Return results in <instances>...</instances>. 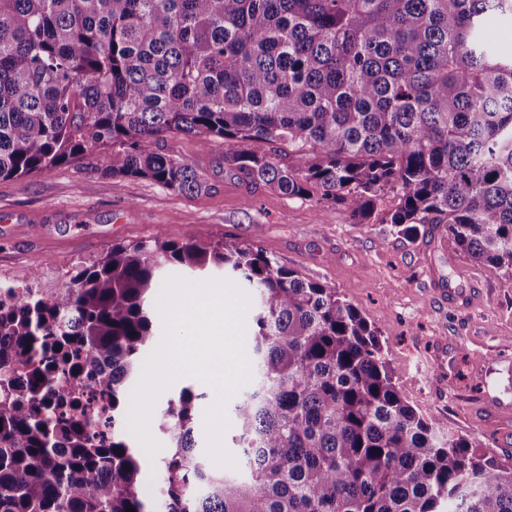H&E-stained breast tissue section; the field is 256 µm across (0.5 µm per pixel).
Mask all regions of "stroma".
Masks as SVG:
<instances>
[{
	"label": "stroma",
	"instance_id": "35a3bbf8",
	"mask_svg": "<svg viewBox=\"0 0 512 512\" xmlns=\"http://www.w3.org/2000/svg\"><path fill=\"white\" fill-rule=\"evenodd\" d=\"M161 147L209 189L184 194L147 179L106 175L108 151L26 183L0 179V281L20 271L57 288L78 262L112 245L161 236L258 244L303 278L336 289L375 326L407 401L512 464V279L471 261L444 225L399 235L385 193L369 223L335 204L255 186L224 164L223 144L168 135Z\"/></svg>",
	"mask_w": 512,
	"mask_h": 512
}]
</instances>
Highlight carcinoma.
Returning a JSON list of instances; mask_svg holds the SVG:
<instances>
[{
  "label": "carcinoma",
  "instance_id": "1",
  "mask_svg": "<svg viewBox=\"0 0 512 512\" xmlns=\"http://www.w3.org/2000/svg\"><path fill=\"white\" fill-rule=\"evenodd\" d=\"M490 15L512 17V0H0V178L104 147L112 176L198 194L206 180L160 148L182 133L357 224L396 190L399 234L443 224L512 278V57L483 40ZM217 268L258 299L253 382L234 405L241 472L209 470L182 387L157 416L173 444L163 512H512V466L409 404L377 330L336 289L253 244L192 236L114 244L59 289L33 292L24 272L0 285V512H155L122 428L156 341L149 301L165 271ZM60 350L80 360L68 379L52 376ZM83 364L112 398L97 433L44 403L47 386L66 400Z\"/></svg>",
  "mask_w": 512,
  "mask_h": 512
}]
</instances>
